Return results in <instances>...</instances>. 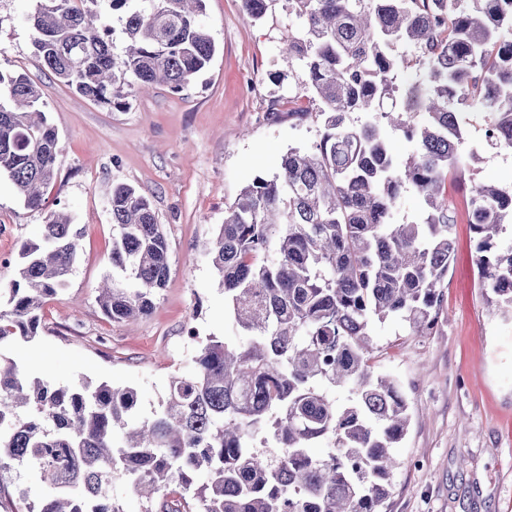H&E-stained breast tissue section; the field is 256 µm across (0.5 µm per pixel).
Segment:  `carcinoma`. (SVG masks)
Listing matches in <instances>:
<instances>
[{
    "label": "carcinoma",
    "instance_id": "carcinoma-1",
    "mask_svg": "<svg viewBox=\"0 0 512 512\" xmlns=\"http://www.w3.org/2000/svg\"><path fill=\"white\" fill-rule=\"evenodd\" d=\"M85 0H36L27 16L35 58L98 103L119 104L133 79L178 92L216 46L204 0H107L127 46L112 50ZM277 0H241L263 19ZM300 22L285 50L306 72L323 127L291 147L279 172L244 187L205 245L239 331L200 344L149 418L135 388L81 378L67 385L0 363V509L18 475L47 491L26 512H126V481L142 512H382L406 435L399 383L374 372L372 325L397 319L413 336L436 327L455 253V182L476 236L479 287L512 315V187L469 174L464 125L480 110L494 146L512 150V0H287ZM414 46L411 57L394 44ZM408 69L423 72L398 84ZM26 75L0 71V173L40 209L56 177L58 133ZM412 144L403 160L389 134ZM408 191L418 215L395 221ZM112 283L98 302L114 322L149 315L169 279L168 243L150 198L112 186ZM71 217L52 212L0 282V347L38 336L39 311L69 285ZM336 388L349 392L339 406ZM326 443L325 455L313 448Z\"/></svg>",
    "mask_w": 512,
    "mask_h": 512
}]
</instances>
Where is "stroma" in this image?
Returning <instances> with one entry per match:
<instances>
[{
    "instance_id": "stroma-1",
    "label": "stroma",
    "mask_w": 512,
    "mask_h": 512,
    "mask_svg": "<svg viewBox=\"0 0 512 512\" xmlns=\"http://www.w3.org/2000/svg\"><path fill=\"white\" fill-rule=\"evenodd\" d=\"M32 7L0 0V71L39 87L58 132L57 176L42 210L28 209L0 177V278H11L20 244L39 238L51 210L71 215L77 257L68 288L43 307L40 335L0 349V357L57 383L83 376L134 387L147 418L169 377L191 370L198 338L238 334L196 243L215 234L243 187L278 172L288 148L320 139L319 104L304 88V70L283 52L298 21L285 0L259 22L243 14L241 0H205L203 22L217 46L208 72L178 93L124 86L122 106L107 107L38 65L26 21ZM466 146L478 154L476 180L512 186V151L485 144L480 120ZM117 183L149 195L170 263L153 312L122 323L97 301L110 271L108 197ZM455 239L432 335H409L391 321L373 330L375 370L399 381L411 417L393 450L402 465L383 512H512V319L478 285L470 226L456 224Z\"/></svg>"
}]
</instances>
